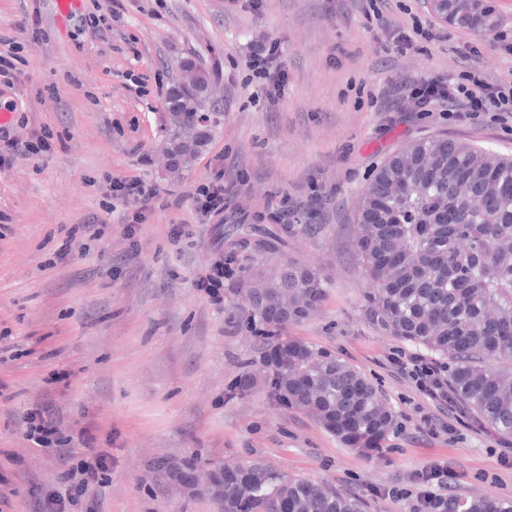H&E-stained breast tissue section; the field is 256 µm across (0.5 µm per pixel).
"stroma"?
Wrapping results in <instances>:
<instances>
[{
  "mask_svg": "<svg viewBox=\"0 0 512 512\" xmlns=\"http://www.w3.org/2000/svg\"><path fill=\"white\" fill-rule=\"evenodd\" d=\"M499 18L479 36L437 19L427 0H391L395 27L431 21L449 31L396 52L360 0H263L260 12L225 0H120L107 39L75 42V18L52 0H0V38L16 36L24 12L40 11L16 62L0 76V136L51 137L50 155L14 156L0 167V512H37L36 499L68 492L75 460L112 457L67 512H218L211 498L173 481L158 460L237 463L252 457L357 497L364 512H413L416 473L441 463L448 490L512 496V437L475 423L455 399L424 394L416 363L448 362L388 336L362 312L354 246L358 196L374 170L411 141L443 134L512 155V126L486 117L384 111L376 95L406 75L479 68L489 83L512 74V0H484ZM278 39L288 84L277 102L247 82L255 40ZM478 49L472 62L457 53ZM212 72L224 117L190 171L166 160L167 99L183 61ZM138 176L159 199L126 233L128 209L105 180ZM223 177L229 212L261 219L283 198L318 196L320 236L288 241L289 260L322 270L331 286L319 315L286 336L332 351L371 378L399 416V431L365 458L309 417L270 403L263 388L228 399L257 356L254 332L237 319L228 283L197 282L222 254L215 219L196 217L193 194ZM99 235L58 258L77 225ZM51 401L90 439L75 458L25 438L24 414Z\"/></svg>",
  "mask_w": 512,
  "mask_h": 512,
  "instance_id": "1",
  "label": "stroma"
}]
</instances>
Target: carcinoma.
<instances>
[{"label":"carcinoma","instance_id":"obj_1","mask_svg":"<svg viewBox=\"0 0 512 512\" xmlns=\"http://www.w3.org/2000/svg\"><path fill=\"white\" fill-rule=\"evenodd\" d=\"M448 23L479 35L499 18L482 0H448ZM198 94L209 72L187 60ZM190 117L196 97L179 82L168 100L171 166L188 167L209 143L222 113ZM355 247L366 276L363 311L397 339L449 360L448 389L473 420L512 436V156L486 152L446 135L421 138L389 157L360 193ZM319 224H224V272L259 266L288 248V238L314 236ZM266 294L236 302L240 319L261 325L260 358L272 350L288 371L276 388L280 405L312 418L343 446L365 457L398 431L395 411L362 372L330 351L281 332L313 316L329 278L285 261L264 273ZM246 371L231 390L249 394ZM232 486L211 494L221 512H362V501L273 469L256 457L235 466ZM416 512H512V496L449 493Z\"/></svg>","mask_w":512,"mask_h":512}]
</instances>
